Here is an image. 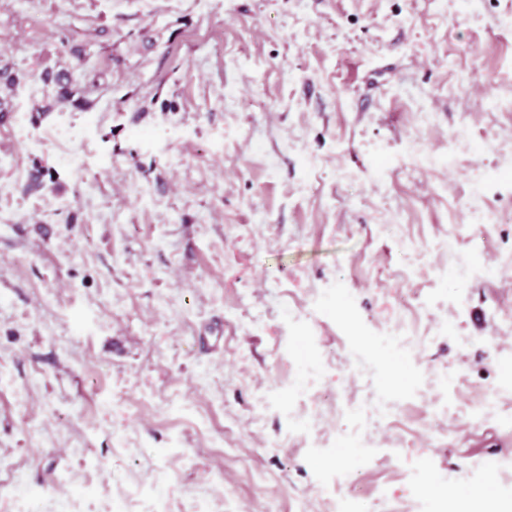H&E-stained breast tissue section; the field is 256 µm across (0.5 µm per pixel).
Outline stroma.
Listing matches in <instances>:
<instances>
[{
	"mask_svg": "<svg viewBox=\"0 0 512 512\" xmlns=\"http://www.w3.org/2000/svg\"><path fill=\"white\" fill-rule=\"evenodd\" d=\"M4 65L0 512H512V0H11ZM42 80L53 90L52 103L47 104L45 111H51L56 105L65 103H70L75 108H82L83 104L80 98L74 99L73 78L69 70L46 72L43 74Z\"/></svg>",
	"mask_w": 512,
	"mask_h": 512,
	"instance_id": "stroma-1",
	"label": "stroma"
}]
</instances>
